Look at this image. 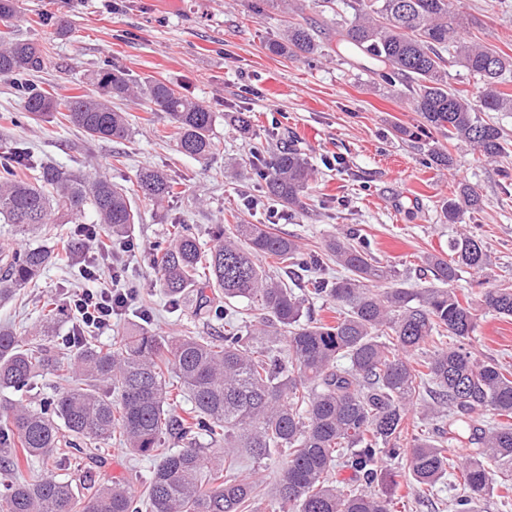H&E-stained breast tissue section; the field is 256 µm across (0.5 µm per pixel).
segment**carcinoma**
<instances>
[{
	"label": "carcinoma",
	"mask_w": 512,
	"mask_h": 512,
	"mask_svg": "<svg viewBox=\"0 0 512 512\" xmlns=\"http://www.w3.org/2000/svg\"><path fill=\"white\" fill-rule=\"evenodd\" d=\"M343 4L352 18L336 20L337 52L365 59L387 87L407 89L421 116L415 129L399 133L420 138L443 132L485 161L512 156L502 129L482 117L512 112V94L499 88L512 70V56L466 38L450 0ZM266 47L278 55L322 53L314 31L297 21L288 22ZM46 58V47L0 31V76L18 81L20 118L63 112L93 139H123L128 120L112 109V99L141 97L170 117L181 153L207 160L220 151L214 113L170 85L134 81L106 60L96 74L97 95L58 99L25 79ZM450 58L473 79L472 90L449 86ZM251 156L250 178L266 199L294 213L307 208L315 171L300 148L290 144L270 154L260 141ZM30 168L25 149L3 152L0 222L40 243L21 249L9 239L0 241V302L15 297L48 264L80 249L77 234L56 240L51 221L81 224L90 211L93 223L127 237L139 220L123 185L49 168L24 176ZM176 185L150 168L140 169L134 183L158 205L175 195ZM482 204L478 187L460 182L441 211L446 222L458 224ZM213 241L204 251L190 227L176 226L170 242L158 245L162 287L172 302L190 295L197 311L227 321L239 314L234 304H252L261 311L252 328L237 324L217 339H165L142 316L110 348L75 336L78 350L66 367L52 348L32 346L0 327V392H26L37 378L64 369L72 374L67 389L37 405L23 398L0 400V471L9 477L0 484V512H247L256 483L224 478L242 449L258 460L285 454L274 488L279 512H393L397 474L384 459L406 461L413 482L431 489L455 469L443 446L449 437L474 448L460 471L464 492L454 499V512H483L495 467L499 486L512 490V423L490 426L483 420L486 411L512 418V371L480 362L463 347L477 314L472 299L453 288L465 270L479 273L490 264L475 235L460 233L450 243L449 259L426 255L438 285L419 291L394 285L397 270L380 265L370 242L359 237L335 235L307 252L268 224L240 223L220 225ZM326 256L346 275L332 281L313 276L297 292L261 265L274 258L314 273ZM319 297L340 306L338 316L306 318L305 303ZM480 297L495 314L512 317V282L486 288ZM42 309L39 332L47 336L60 308L50 298ZM448 336L456 343L444 348ZM282 339L286 358L275 350ZM427 344L430 354L412 357ZM341 358L349 366L339 367ZM174 388L191 399L185 416L170 409ZM416 407L435 422L437 439L408 435ZM62 429L69 433V447L91 459L97 444L120 430L129 452L155 460L145 496L135 498L122 482L99 484L90 470L77 479L25 477L31 463L59 454ZM206 439H222L224 447L212 448ZM168 440L182 447L167 448ZM344 469L356 488L333 484L334 473Z\"/></svg>",
	"instance_id": "obj_1"
}]
</instances>
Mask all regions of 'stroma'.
<instances>
[{"label":"stroma","instance_id":"stroma-1","mask_svg":"<svg viewBox=\"0 0 512 512\" xmlns=\"http://www.w3.org/2000/svg\"><path fill=\"white\" fill-rule=\"evenodd\" d=\"M255 0H19L11 33L14 37L49 43L46 66L34 73L39 87L66 96L90 94L92 74L103 60L131 78L166 82L202 102L216 115L215 133L221 150L208 161L179 152L165 113L151 111L146 100H123L119 107L133 129L131 139L94 140L61 116L50 121L17 125L8 114L20 111L22 100L13 80L0 77V147L23 146L38 166H60L80 177H105L128 184L138 169L153 167L178 182L177 194L165 207L135 197L140 221L133 244L99 256L83 248L66 261L50 264L18 299L0 302V326L23 339L38 342L37 318L43 302L56 292L88 287L83 263H95L98 281H111L115 270L138 284L130 307L112 319V329L98 336L110 346L141 312L150 315L159 336H209L224 333L223 322L176 306L164 294L153 246L173 225H193L203 244H210L215 225L235 217L249 224L271 222L276 207L269 201L252 207L247 178L224 177L228 164L248 165L251 137L273 144L298 140L308 153L316 177L303 213L275 222L279 232L310 249L330 236L357 232L370 240L376 258L397 266L409 288H424L423 257L448 256L459 230L476 235L492 258L481 276L462 273L458 292H477L478 281L495 285L512 281V179L507 165L478 163L469 148L451 143L440 133L413 139L403 131L420 116L403 92L375 83L362 59L336 54L332 11L307 10L303 18L317 28L323 52L309 62L280 56L266 48L280 34L285 16ZM452 9L468 22L467 34L512 56V0H451ZM69 32L57 33L59 24ZM245 114L248 130L236 117ZM443 150L453 158L448 168L423 164L425 155ZM466 181L479 187L483 211L478 223L447 224L440 205L454 185ZM467 346L480 359L512 365V320L479 311L477 327ZM154 468L149 457L130 454L120 434H113L93 471L98 482L121 480L134 494H143ZM279 459L255 463L241 454L230 475L254 478L258 492L252 512H278L273 497ZM395 512H451L461 493L458 474L448 475L428 494L408 477H400Z\"/></svg>","mask_w":512,"mask_h":512}]
</instances>
